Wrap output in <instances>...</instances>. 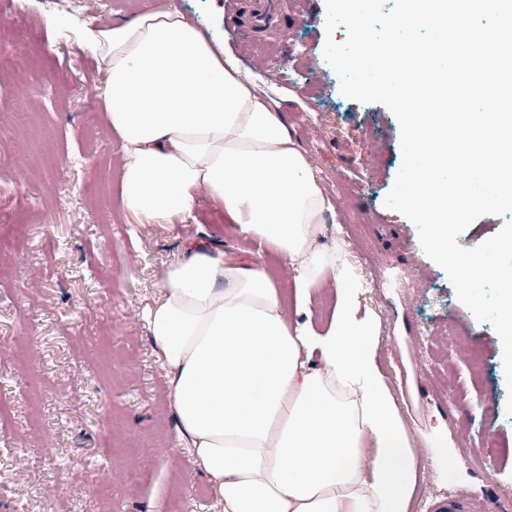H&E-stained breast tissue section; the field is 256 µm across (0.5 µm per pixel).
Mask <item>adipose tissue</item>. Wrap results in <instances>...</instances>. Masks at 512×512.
<instances>
[{
  "instance_id": "obj_1",
  "label": "adipose tissue",
  "mask_w": 512,
  "mask_h": 512,
  "mask_svg": "<svg viewBox=\"0 0 512 512\" xmlns=\"http://www.w3.org/2000/svg\"><path fill=\"white\" fill-rule=\"evenodd\" d=\"M80 41L105 65L127 212L167 224L221 202L295 270L296 311L336 289L326 323H300L264 261L199 244L144 310L177 432L222 512H407L413 451L374 360L378 324L351 267L317 244L335 209L281 113L180 12L84 27Z\"/></svg>"
}]
</instances>
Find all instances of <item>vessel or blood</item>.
I'll return each mask as SVG.
<instances>
[{"mask_svg": "<svg viewBox=\"0 0 512 512\" xmlns=\"http://www.w3.org/2000/svg\"><path fill=\"white\" fill-rule=\"evenodd\" d=\"M286 0H230L231 16H242L237 26L242 42L253 43L268 38L283 45L287 42L288 29L281 18ZM428 512H490L485 501L457 491L431 502Z\"/></svg>", "mask_w": 512, "mask_h": 512, "instance_id": "b4317fda", "label": "vessel or blood"}]
</instances>
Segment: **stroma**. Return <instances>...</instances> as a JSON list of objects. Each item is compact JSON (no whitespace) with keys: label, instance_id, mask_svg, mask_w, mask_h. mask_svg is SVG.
<instances>
[{"label":"stroma","instance_id":"obj_1","mask_svg":"<svg viewBox=\"0 0 512 512\" xmlns=\"http://www.w3.org/2000/svg\"><path fill=\"white\" fill-rule=\"evenodd\" d=\"M15 25L0 31V71L26 73L23 125H0V398L14 424L0 436V512H220L206 477L175 427L165 372L141 315L166 270L196 241L240 258L260 254L284 287L295 272L244 240L220 203L201 199L190 216L141 224L119 200L122 145L99 87L84 78L102 63L78 44V24L42 0H11ZM236 58L263 55L226 30V0H170ZM297 44L270 65L242 67L281 112L328 195L351 193L319 245L342 248L364 309L379 323L374 358L410 430H438L445 456L416 451L409 512L460 489L492 512H512V414L501 342L462 304L446 271L423 251L416 227L385 199L402 165L400 125L378 103L345 97L325 61L324 0H291ZM320 116L300 121L310 99ZM382 257L376 268L356 253ZM456 392L448 405L438 386ZM498 453L484 457L483 432Z\"/></svg>","mask_w":512,"mask_h":512}]
</instances>
